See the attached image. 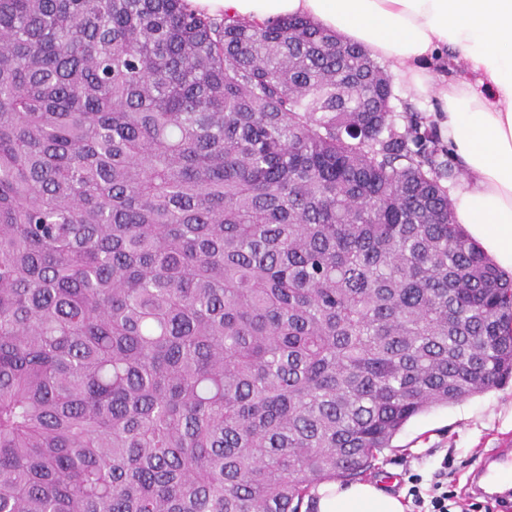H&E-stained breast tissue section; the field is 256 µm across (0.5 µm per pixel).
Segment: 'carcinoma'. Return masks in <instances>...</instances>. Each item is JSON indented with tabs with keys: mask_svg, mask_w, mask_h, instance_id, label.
<instances>
[{
	"mask_svg": "<svg viewBox=\"0 0 512 512\" xmlns=\"http://www.w3.org/2000/svg\"><path fill=\"white\" fill-rule=\"evenodd\" d=\"M360 46L0 0V512H299L512 378V277Z\"/></svg>",
	"mask_w": 512,
	"mask_h": 512,
	"instance_id": "obj_1",
	"label": "carcinoma"
}]
</instances>
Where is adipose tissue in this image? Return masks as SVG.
I'll list each match as a JSON object with an SVG mask.
<instances>
[{"label": "adipose tissue", "instance_id": "ef3b65f1", "mask_svg": "<svg viewBox=\"0 0 512 512\" xmlns=\"http://www.w3.org/2000/svg\"><path fill=\"white\" fill-rule=\"evenodd\" d=\"M198 12L266 22L308 18L390 61L431 96V114L465 173L451 195L456 223L512 270V0H189ZM464 73L447 75L448 61ZM315 512H406L373 482H330Z\"/></svg>", "mask_w": 512, "mask_h": 512}]
</instances>
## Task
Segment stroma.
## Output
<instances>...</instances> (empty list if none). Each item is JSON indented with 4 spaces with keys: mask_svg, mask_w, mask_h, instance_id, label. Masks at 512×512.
Instances as JSON below:
<instances>
[{
    "mask_svg": "<svg viewBox=\"0 0 512 512\" xmlns=\"http://www.w3.org/2000/svg\"><path fill=\"white\" fill-rule=\"evenodd\" d=\"M512 438V381L448 407L412 418L382 455V470L372 482L389 491H428L447 482L449 512H512V502L473 496L469 476L473 461Z\"/></svg>",
    "mask_w": 512,
    "mask_h": 512,
    "instance_id": "obj_1",
    "label": "stroma"
}]
</instances>
